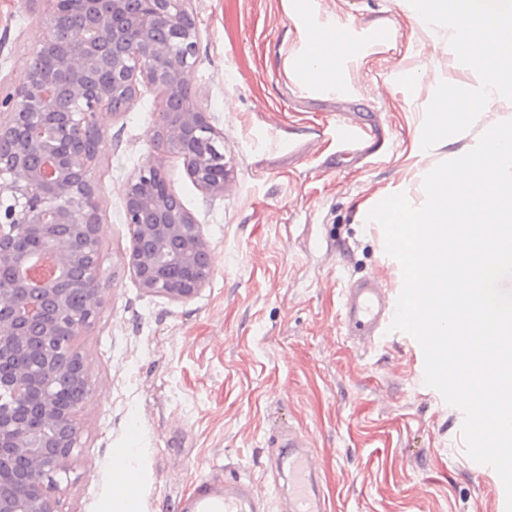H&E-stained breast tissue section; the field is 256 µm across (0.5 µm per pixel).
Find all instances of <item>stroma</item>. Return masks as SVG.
Returning <instances> with one entry per match:
<instances>
[{"mask_svg":"<svg viewBox=\"0 0 512 512\" xmlns=\"http://www.w3.org/2000/svg\"><path fill=\"white\" fill-rule=\"evenodd\" d=\"M320 22L377 52L336 69L347 92L287 80L281 49L306 40L283 0H191L199 45L191 96L223 138L233 180L201 191L182 157L158 155L150 129L160 88L140 84L104 117L98 187L104 303L76 344L91 393L58 512H182L203 480H253L270 512L288 494L269 468L271 440L307 432L334 512H496V471L470 459L463 412L424 383V355L401 331L361 345L344 336V288L375 278L391 298L399 270L365 208L394 193L424 198L423 170L471 150L512 119V98L476 120L436 113L442 85L468 93L471 64L447 26L416 22L398 0H316ZM45 0H0V101L15 94L44 39ZM371 128L364 156L343 155L336 128ZM426 152H419L420 141ZM161 158L166 180L209 245L212 274L187 302L145 294L122 263L131 240L123 188ZM135 449L137 486L112 496V463Z\"/></svg>","mask_w":512,"mask_h":512,"instance_id":"35a3bbf8","label":"stroma"}]
</instances>
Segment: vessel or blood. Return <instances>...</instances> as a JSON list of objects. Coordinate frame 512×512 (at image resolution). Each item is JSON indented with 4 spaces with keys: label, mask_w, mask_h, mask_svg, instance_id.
<instances>
[{
    "label": "vessel or blood",
    "mask_w": 512,
    "mask_h": 512,
    "mask_svg": "<svg viewBox=\"0 0 512 512\" xmlns=\"http://www.w3.org/2000/svg\"><path fill=\"white\" fill-rule=\"evenodd\" d=\"M393 313L387 289L371 280L357 281L343 296V326L350 336L380 333ZM310 439L300 430L289 432L284 443L288 450V481L292 488L290 512H332L333 506L315 490ZM189 512H268L269 503L258 496L252 480H236L218 486H198L187 505Z\"/></svg>",
    "instance_id": "vessel-or-blood-1"
}]
</instances>
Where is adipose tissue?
Instances as JSON below:
<instances>
[{
	"label": "adipose tissue",
	"mask_w": 512,
	"mask_h": 512,
	"mask_svg": "<svg viewBox=\"0 0 512 512\" xmlns=\"http://www.w3.org/2000/svg\"><path fill=\"white\" fill-rule=\"evenodd\" d=\"M310 0H284L290 16L308 26L314 44L289 52L283 61L287 77H315L320 87L338 93L342 89L336 77V53L329 47L335 26L314 25L306 8ZM411 15L423 23L438 18L448 21V32L455 52L476 62L481 82L471 96H459L444 90L439 104L474 118L477 105L484 101L512 96V72L503 69L504 55L512 56V0H403Z\"/></svg>",
	"instance_id": "adipose-tissue-1"
}]
</instances>
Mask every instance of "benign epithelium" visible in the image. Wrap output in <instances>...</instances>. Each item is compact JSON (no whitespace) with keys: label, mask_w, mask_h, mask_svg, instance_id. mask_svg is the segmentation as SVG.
Segmentation results:
<instances>
[{"label":"benign epithelium","mask_w":512,"mask_h":512,"mask_svg":"<svg viewBox=\"0 0 512 512\" xmlns=\"http://www.w3.org/2000/svg\"><path fill=\"white\" fill-rule=\"evenodd\" d=\"M47 2L51 37L0 102V512H57L58 476L70 472L90 393L74 344L103 305L98 153L85 138L104 141L103 116L120 114L147 83L164 92L152 142L183 157L207 193H224L231 178L220 134L187 96L198 48L190 0H80L62 38L64 0ZM124 200L123 263L138 287L173 302L197 296L208 244L161 160L125 183Z\"/></svg>","instance_id":"1"}]
</instances>
